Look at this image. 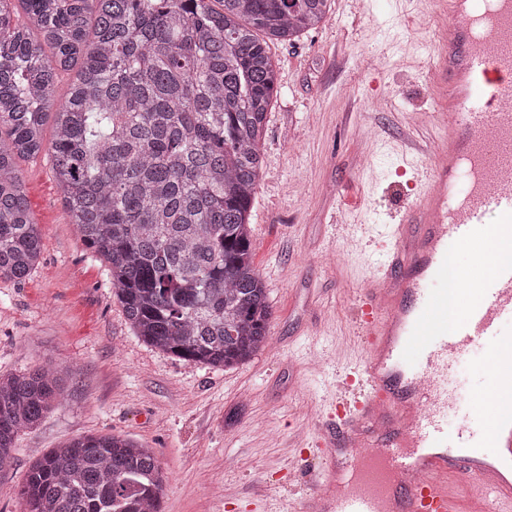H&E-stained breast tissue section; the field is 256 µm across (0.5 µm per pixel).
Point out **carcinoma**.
Masks as SVG:
<instances>
[{
	"label": "carcinoma",
	"mask_w": 512,
	"mask_h": 512,
	"mask_svg": "<svg viewBox=\"0 0 512 512\" xmlns=\"http://www.w3.org/2000/svg\"><path fill=\"white\" fill-rule=\"evenodd\" d=\"M328 2L0 0V279L24 280L42 253L17 161L41 153L53 108L63 206L136 335L185 362L252 359L271 321L250 227L270 44L316 27ZM64 374L0 375V473ZM165 483L153 449L90 435L33 464L18 495L23 512H161Z\"/></svg>",
	"instance_id": "obj_1"
}]
</instances>
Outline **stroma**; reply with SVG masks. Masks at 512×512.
I'll list each match as a JSON object with an SVG mask.
<instances>
[{
    "mask_svg": "<svg viewBox=\"0 0 512 512\" xmlns=\"http://www.w3.org/2000/svg\"><path fill=\"white\" fill-rule=\"evenodd\" d=\"M331 0L314 29L272 45L278 94L251 213L254 263L272 319L247 364L211 368L148 346L130 328L105 261L61 202L50 155L19 162L43 255L21 283L0 280V374L67 369L51 412L22 433L0 512H22L31 465L88 435L154 449L162 512H295L300 449L359 357L357 290L388 261L382 237L420 190L396 149L433 143L434 40L448 23L429 0ZM488 347L463 354V396L487 385Z\"/></svg>",
    "mask_w": 512,
    "mask_h": 512,
    "instance_id": "1",
    "label": "stroma"
}]
</instances>
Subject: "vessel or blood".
Wrapping results in <instances>:
<instances>
[{
	"label": "vessel or blood",
	"instance_id": "1",
	"mask_svg": "<svg viewBox=\"0 0 512 512\" xmlns=\"http://www.w3.org/2000/svg\"><path fill=\"white\" fill-rule=\"evenodd\" d=\"M448 24L436 36L441 80L432 121L440 133L423 177L431 184L394 225L386 269L359 291L364 356L344 396L318 425L323 477L299 512H512V0H436ZM475 265L459 276L448 319V247ZM494 342L479 401L488 427L445 419L457 358ZM497 451L496 464L484 459Z\"/></svg>",
	"mask_w": 512,
	"mask_h": 512
}]
</instances>
